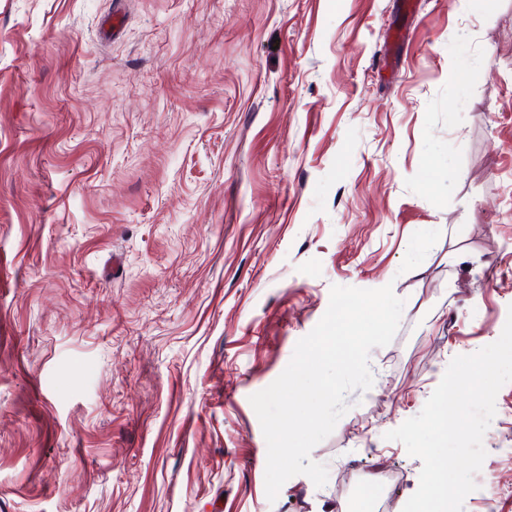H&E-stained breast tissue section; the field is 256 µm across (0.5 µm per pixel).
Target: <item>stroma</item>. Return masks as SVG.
I'll return each instance as SVG.
<instances>
[{
	"label": "stroma",
	"mask_w": 512,
	"mask_h": 512,
	"mask_svg": "<svg viewBox=\"0 0 512 512\" xmlns=\"http://www.w3.org/2000/svg\"><path fill=\"white\" fill-rule=\"evenodd\" d=\"M0 0V512H402L385 434L512 312V0ZM404 302L265 492L249 398ZM463 512H512V383Z\"/></svg>",
	"instance_id": "obj_1"
}]
</instances>
